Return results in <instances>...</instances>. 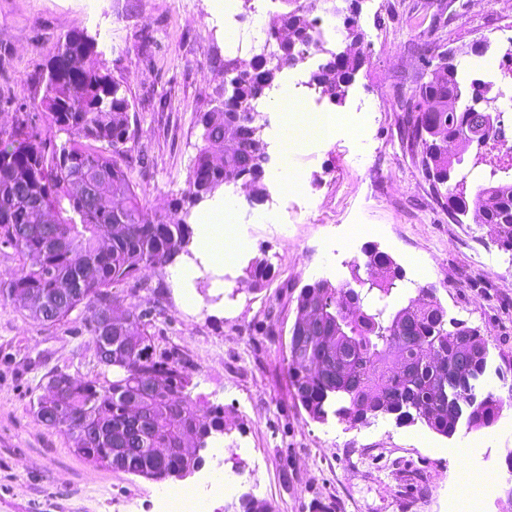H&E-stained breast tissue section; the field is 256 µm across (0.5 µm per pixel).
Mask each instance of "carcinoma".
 <instances>
[{
	"label": "carcinoma",
	"mask_w": 512,
	"mask_h": 512,
	"mask_svg": "<svg viewBox=\"0 0 512 512\" xmlns=\"http://www.w3.org/2000/svg\"><path fill=\"white\" fill-rule=\"evenodd\" d=\"M295 0H283L278 21L293 30V37L278 50L276 58L259 57L250 70H237L234 60L224 61L229 85L217 91L216 105L199 115L201 144L181 196L170 213L151 216L142 205L137 187L127 170L132 161L148 163L146 155L132 156L129 145V100L126 86L102 71L94 52V41L75 30L66 36L68 64L55 66L48 60L38 84L42 95L21 103L12 120L0 122V245L21 258L9 274L0 300L16 301L29 296L40 305L29 315L42 323L59 324L78 306L89 313L87 326L97 335L100 311L116 302L112 289L139 282L144 268L162 269L179 255L191 254L192 230L187 223L191 209L209 198L226 181L257 173L266 165L262 125L253 109L276 81L283 66H297L311 53L323 54V62L312 72L311 85L332 101H341L350 76L364 63L363 53L332 61L330 56L345 49L343 38L333 48L324 47L322 34L298 21ZM433 66L419 88L418 99L408 110L416 113L411 128L412 144L421 147V164L435 194L446 187V199L464 202L447 205L448 214L462 223L470 208L481 210L482 223L497 234L500 247L512 251V184L491 188L480 184L469 199L460 184L452 185L448 171L463 162L471 136L480 140L490 132L504 136L501 126L475 130L479 96L488 82L468 80L445 54ZM51 131L42 136L38 123ZM92 183V200L83 198L79 183ZM53 220L61 243L44 242L40 226ZM353 282L337 288H301L296 313L316 301L324 310V327L331 342H339L349 353L347 375L368 397V402L336 392L322 372L298 357L301 330L293 323L288 345V377L300 405L314 420H324L328 411L352 424H366L378 415L394 414L396 423L420 422L448 437L464 423L482 428L496 421L502 399L482 392L490 350L488 340L468 328L449 329L438 311L441 303L431 288H421V301L411 298L395 307L393 290L404 278L402 267L372 245L364 247V258L353 261ZM252 287L261 288L268 276L267 265L253 259L245 268ZM83 283L81 291L63 292L67 282ZM138 339H119L112 346L113 378L102 385L94 379H73L67 391L46 409L63 431L91 423L103 438L82 445L74 452L84 458L104 461L114 452L113 439L125 440L120 455L124 472L153 480H167L187 463L176 449L191 435L208 429H225L224 410L191 405L192 377L180 362L157 352L147 333L152 310L129 306ZM417 331L415 356L437 353L442 364L428 370L405 373L406 349L399 343L404 318ZM467 343L479 346L468 374L460 377L452 405L442 408L438 400L453 370L457 349ZM151 374L159 392L148 400L152 423L146 433L134 428L126 414V401L135 394L140 378ZM151 448L174 452L155 457ZM234 512H272L265 500L243 495Z\"/></svg>",
	"instance_id": "cac0c4a2"
}]
</instances>
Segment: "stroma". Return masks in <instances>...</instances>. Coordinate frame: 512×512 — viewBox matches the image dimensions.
Segmentation results:
<instances>
[{
	"label": "stroma",
	"mask_w": 512,
	"mask_h": 512,
	"mask_svg": "<svg viewBox=\"0 0 512 512\" xmlns=\"http://www.w3.org/2000/svg\"><path fill=\"white\" fill-rule=\"evenodd\" d=\"M214 0H0V116L40 96L37 80L65 35L81 28L96 43L105 73L125 82L131 102L134 147L151 160L132 179L145 206L155 197L178 198L186 187L200 142L198 117L214 105L224 61L251 45L259 22L284 9L282 0H252L223 17ZM365 64L342 103L309 89L313 54L282 70L278 84H293L307 109L335 114L368 110L362 137L301 142L283 164L278 104L265 100L266 172L286 167L305 191L267 190L274 223L250 219L241 229L251 248L233 264L204 265L195 304H185L177 257L148 269L146 287L117 288L120 308L154 310L149 333L158 351L170 352L191 373L192 401L223 408L229 424L218 442L223 472L238 478L240 493L270 502L275 512H448L455 481L473 477L465 462L441 456L473 439L484 442L490 472L506 470L512 434L497 426H459L453 436L423 424H397L380 416L353 425L327 416L311 419L288 378L289 331L295 298L304 285L352 279V263L376 245L403 266L394 299L407 304L419 287L434 288L447 319L478 329L493 366L504 368L500 420L512 422V251L484 224L455 223L435 199L407 133L403 103L427 81L423 64L386 69L390 55L418 58L422 50L447 54L470 78L498 81L512 62V23L488 8L470 13L448 0H364L358 17ZM382 225L381 234L355 240L348 255L329 257L328 237L356 217ZM255 258L272 272L264 288L244 287ZM111 379L96 358L83 309L68 322L44 325L17 302L0 301V512H156L168 481L148 480L76 455L70 437L41 423L35 413L50 375Z\"/></svg>",
	"instance_id": "35a3bbf8"
}]
</instances>
